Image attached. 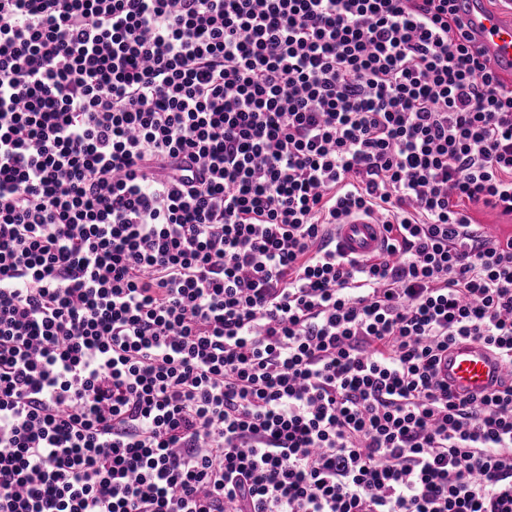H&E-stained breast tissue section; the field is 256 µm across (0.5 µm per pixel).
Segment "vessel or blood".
I'll return each instance as SVG.
<instances>
[{
	"instance_id": "obj_1",
	"label": "vessel or blood",
	"mask_w": 512,
	"mask_h": 512,
	"mask_svg": "<svg viewBox=\"0 0 512 512\" xmlns=\"http://www.w3.org/2000/svg\"><path fill=\"white\" fill-rule=\"evenodd\" d=\"M466 30L504 79L512 78V2L490 8L487 0H464ZM382 241V226L371 218H352L338 225L336 246L346 256L374 254ZM505 370L499 358L478 341H464L449 348L440 366V379L453 392L483 396L497 390Z\"/></svg>"
}]
</instances>
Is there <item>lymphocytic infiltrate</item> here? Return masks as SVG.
I'll return each instance as SVG.
<instances>
[{"label":"lymphocytic infiltrate","mask_w":512,"mask_h":512,"mask_svg":"<svg viewBox=\"0 0 512 512\" xmlns=\"http://www.w3.org/2000/svg\"><path fill=\"white\" fill-rule=\"evenodd\" d=\"M460 2L0 0V512H512V380L438 376L512 367ZM470 214L475 222L482 224V227H500L512 231V217L501 215L499 211L490 208L471 206ZM336 246L347 257H367L381 245L382 226L372 218H352L337 224ZM504 373L499 358L483 343L464 341L448 349L439 377L455 393L483 396L500 387Z\"/></svg>","instance_id":"lymphocytic-infiltrate-1"}]
</instances>
